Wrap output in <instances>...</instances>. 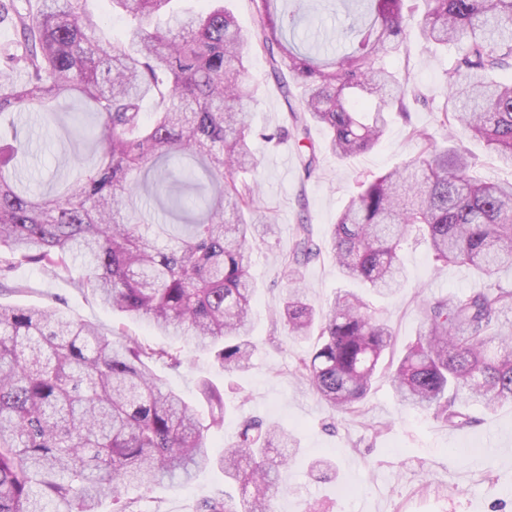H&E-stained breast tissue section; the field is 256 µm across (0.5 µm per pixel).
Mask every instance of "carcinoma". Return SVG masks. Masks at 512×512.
Instances as JSON below:
<instances>
[{"instance_id":"cac0c4a2","label":"carcinoma","mask_w":512,"mask_h":512,"mask_svg":"<svg viewBox=\"0 0 512 512\" xmlns=\"http://www.w3.org/2000/svg\"><path fill=\"white\" fill-rule=\"evenodd\" d=\"M88 0H37L21 10L0 0V24L14 29L21 55L0 74V279L23 264L57 273L80 265V282L115 312L148 320L226 371L249 367L256 344L250 317L260 159L243 104L255 95L249 51L260 46L283 95L278 135L330 130L325 149L341 160L369 151L390 122L408 118L422 97L382 57L400 51L411 0H364L340 49H301L300 20L310 0H252L242 29L224 6L186 13L178 28L144 21L172 0H110L132 25L104 39ZM419 31L429 45H454L445 73L440 124L448 140L484 142L512 168V0H423ZM79 95L100 127L72 121L97 146L93 166L65 192L33 198L19 178L26 143L22 115ZM419 158L361 182L329 234L343 273L382 298L405 281L400 251L412 235L435 261L491 277L512 269V182L471 174L459 147L442 152L413 129ZM321 248L297 225L284 262L288 282ZM423 334L389 372L398 401L450 426L471 423L467 406L488 411L512 402V288L489 283L467 293L423 299ZM275 323L315 349L294 371L333 410L359 415L379 365L394 345L390 325L351 291L317 315L295 289ZM183 364L181 351L151 348L123 332L108 339L58 310L0 305V512H139L141 498L218 469L237 497L211 498L198 512H272L288 431L252 419L215 452L206 432L224 422V396L204 382L209 423L166 387L152 365Z\"/></svg>"}]
</instances>
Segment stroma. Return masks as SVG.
Listing matches in <instances>:
<instances>
[{
  "mask_svg": "<svg viewBox=\"0 0 512 512\" xmlns=\"http://www.w3.org/2000/svg\"><path fill=\"white\" fill-rule=\"evenodd\" d=\"M406 52L387 57V64L409 73L422 90V100L411 102L410 120H393L382 142L372 151L339 160L325 145L329 131L309 126V137H285L277 144L255 139L262 160L257 206L271 216V233L254 249L252 274L257 292L251 303L252 336L257 350L250 368L226 372L204 354L193 353L179 368L156 364L165 386L204 406L200 383L209 380L224 396L228 413L221 428L210 430L207 441L223 450L237 436L242 422L252 416L282 424L298 449L295 462L279 474L274 512H512V404L497 411L471 408L474 423L457 429L421 411L404 410L387 378H380L363 403L359 416L333 411L293 374L298 357L313 346L297 340L285 328L272 324L290 285L281 269L300 222L310 224L320 255L303 271L301 282L310 301L328 307L338 290L353 288L344 277L326 243L332 224L360 180L388 172L418 155L409 127L430 135L445 146L446 132L438 121L445 102L444 72L453 55L443 48L426 50L416 25L406 31ZM249 79L257 94L246 110L255 130L282 126L286 106L268 74L259 49H251ZM77 96L56 101V123L35 122L22 127L20 137L30 143L22 158V176L37 194H55L71 181L85 154L71 139V115L85 111ZM317 155L312 177H304L300 158ZM401 259L406 280L388 300L372 293L364 298L372 310L392 327L395 349L403 351L422 330L420 300L457 294L480 286L482 279L464 266L435 262L425 243L405 245ZM80 267L54 276L34 266L15 268L0 280V303L51 307L73 319L94 325L104 336L123 329L153 347L174 344L146 321L105 308L89 289L80 287ZM325 457L333 468L328 474L310 471L312 459ZM224 475L217 470L197 472L190 484L157 489L141 503L142 512H195L200 499L223 495Z\"/></svg>",
  "mask_w": 512,
  "mask_h": 512,
  "instance_id": "35a3bbf8",
  "label": "stroma"
}]
</instances>
